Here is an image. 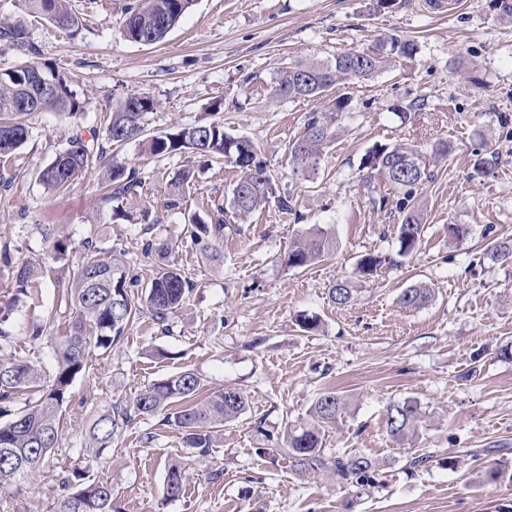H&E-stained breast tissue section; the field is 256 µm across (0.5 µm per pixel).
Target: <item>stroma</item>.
Instances as JSON below:
<instances>
[{
    "label": "stroma",
    "instance_id": "35a3bbf8",
    "mask_svg": "<svg viewBox=\"0 0 512 512\" xmlns=\"http://www.w3.org/2000/svg\"><path fill=\"white\" fill-rule=\"evenodd\" d=\"M70 2L85 20L76 38L40 17L27 24L44 58L84 91V127H100L113 103L132 93L157 101L148 116L153 132L220 120L226 132L260 146L279 194L293 195L295 210L266 205L240 231L225 233L223 261H210L204 244L192 242L187 218L207 216L213 199L239 180L237 168L213 165L172 207L170 181L192 157L148 160L127 144L117 159L143 172L145 183L124 208L157 212L159 224L147 230L113 218L98 171L65 193L44 189L38 174L65 146L73 121L64 113L36 117L17 162L0 175V252L16 263L43 257L51 245L40 227L51 224L67 254L13 311L11 344L0 357L53 374L47 340L32 333L48 323L53 335H66L73 314L60 299L85 244L124 253L146 283L156 264L144 243L168 242L193 288L170 317L171 334L146 313L112 352L89 353L69 389L58 450L21 488H0V512H53L58 475L74 465L111 482L120 512H347L349 493L334 478L298 473L280 453L257 454L267 436L307 421L328 389L346 396L348 406L324 431L326 454L360 452L380 464L378 486L348 512H512V478L495 485L479 478L492 465L512 468V359L503 355L512 345V264L485 255L489 240H512V19L494 0H465L449 15L417 0H195L162 42L142 45L122 34L130 0ZM392 36L412 40L416 53L321 99L273 98L280 67L327 62ZM470 64L477 71L468 83L462 70ZM339 96L349 105L318 170L292 174L289 142L311 112ZM403 142L425 153L440 142L453 147L431 163L423 185L422 240L409 257L357 281L348 305H333L329 288L355 279L362 256L397 257L400 195L361 171L360 161L373 147ZM478 152L490 160L487 171L473 166ZM315 224L335 236V254L288 268L291 242ZM452 224L466 225L468 235L449 241ZM418 282L433 299L401 308L400 294ZM303 314L317 318V329H301ZM187 369L201 374L208 390L234 388L249 403L225 424L209 457L184 447L161 418L142 416L102 454L87 452L100 414ZM407 399L419 403L424 418L412 441L399 445L387 434L386 409ZM418 455L425 465L408 473V459ZM171 460L186 474L175 499L164 489Z\"/></svg>",
    "mask_w": 512,
    "mask_h": 512
}]
</instances>
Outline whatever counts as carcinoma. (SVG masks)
<instances>
[{"label": "carcinoma", "mask_w": 512, "mask_h": 512, "mask_svg": "<svg viewBox=\"0 0 512 512\" xmlns=\"http://www.w3.org/2000/svg\"><path fill=\"white\" fill-rule=\"evenodd\" d=\"M20 2L22 12L27 15L52 23L65 22L63 30L72 38L82 28L68 0ZM193 5L194 0H135V4L127 8L123 35L140 44L147 39L152 45L159 43ZM0 45L16 48L18 54L27 57L22 66L0 72V167L3 168L13 161L29 139L28 116L54 111L65 112L78 120L84 115L87 99L75 88L70 77L41 58L40 51L29 39L23 17L0 18ZM416 51L413 41L391 37L373 50L344 51L326 63L290 66L286 71H279L273 96L280 99L319 97L343 80L369 78L382 70L390 59L410 57ZM347 105L348 100L338 97L328 102L322 111L311 115L304 132L288 144V162L294 170L317 169L323 149L334 139L336 122ZM157 106L158 102L152 97L140 94L117 101L104 117L103 144L98 141L97 129L76 124L66 147L40 172V183L48 192L64 190L83 173L102 165L106 147L116 149L134 142L148 156L190 153L205 162L226 161L239 169L240 178L231 190L229 205L216 199L208 218L196 214L188 218L190 237L199 243L224 238L225 229L230 227L226 218L228 212L244 222L273 198L281 210L294 211L292 197L276 195L275 176L261 150L250 139L227 133L220 121L196 124L192 128L175 125L151 134L146 130V117ZM360 167L379 173L393 188L403 191L398 207L402 213L398 254H411L424 233L421 194L424 182L430 177L427 157L410 144L374 147L362 157ZM197 177L198 171L194 168L181 169L170 182V196L179 197ZM103 178L113 216L132 224L158 223L157 216L148 208L136 217L124 210V202L139 196L143 189L144 180L138 170L113 159L104 166ZM52 249L48 260L38 264L15 265L4 259L13 288L6 309L17 308L31 282L53 271L50 262L60 259L65 245L56 241ZM335 250L336 238L323 227L314 225L290 246L285 265L306 268L331 257ZM144 254L154 257L157 271L150 284L143 288L122 258L115 255L105 258L98 253L84 257L71 288L61 297L74 318L68 333L51 343L57 364L52 384H45L40 369L26 360L0 359V486L20 484L34 477L58 448L68 389L85 368L88 354L94 349L111 352L130 323L145 310L159 325L167 327L169 317L183 303L192 285L170 260L169 244L149 239L144 244ZM486 256L494 262L511 264L512 243L493 240ZM383 263L382 257L366 254L358 263V273L362 277L372 276ZM353 297L354 285L349 279H340L329 289V298L337 305H345ZM431 297V289L419 283L402 291L399 305L417 309ZM24 391L33 394V398L16 411L10 409L15 395ZM346 405V399L336 391L322 392L310 410L309 421L285 427L278 451L292 460L298 472L312 476L330 473L353 498L359 499L377 486V461L361 453L329 456L322 448L324 428L336 424ZM247 408L248 400L242 392L231 388L208 392L206 380L191 370H184L146 386L131 407H115L112 412L100 415L89 429V447L100 452L109 447L119 429L136 417L160 414L164 422L180 432L184 447L205 457L215 447L216 429L238 418ZM422 418L417 402L393 403L387 407L388 435L398 443H405L417 432ZM185 479L180 462L168 463L166 497H178ZM59 486L55 512H116L112 484L92 477L85 468L62 471Z\"/></svg>", "instance_id": "1"}]
</instances>
